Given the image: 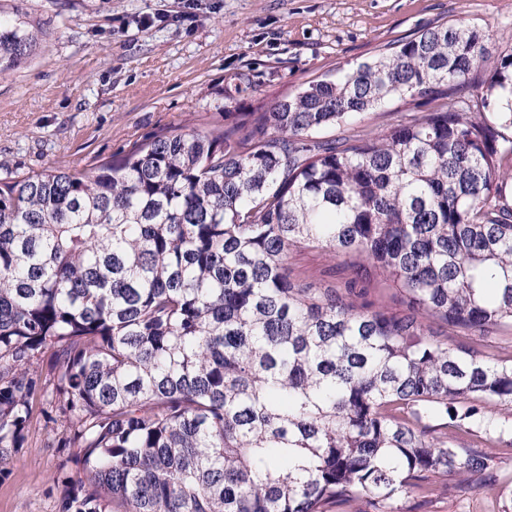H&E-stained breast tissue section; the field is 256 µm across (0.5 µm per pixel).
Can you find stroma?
I'll return each mask as SVG.
<instances>
[{
    "label": "stroma",
    "instance_id": "obj_1",
    "mask_svg": "<svg viewBox=\"0 0 512 512\" xmlns=\"http://www.w3.org/2000/svg\"><path fill=\"white\" fill-rule=\"evenodd\" d=\"M38 34L0 71V160L18 172L89 167L161 130L218 112H260L341 76L424 29L486 31L490 61L512 53V0H0ZM294 277L342 283L344 259L294 250ZM34 412L23 447L0 454V512H59L53 475L69 454ZM399 512H502L490 488L397 500Z\"/></svg>",
    "mask_w": 512,
    "mask_h": 512
}]
</instances>
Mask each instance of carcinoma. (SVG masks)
<instances>
[{"label":"carcinoma","mask_w":512,"mask_h":512,"mask_svg":"<svg viewBox=\"0 0 512 512\" xmlns=\"http://www.w3.org/2000/svg\"><path fill=\"white\" fill-rule=\"evenodd\" d=\"M37 40L0 17V66ZM487 41L439 24L90 169L0 162V449L55 412L84 474L57 469L60 512H394L512 458V355L480 349L512 330V54L469 84ZM396 96L440 105L312 137ZM303 247L354 277L292 278ZM370 298L378 307H383L390 312H399L403 308V295L397 288L388 284H377L370 289Z\"/></svg>","instance_id":"carcinoma-1"}]
</instances>
